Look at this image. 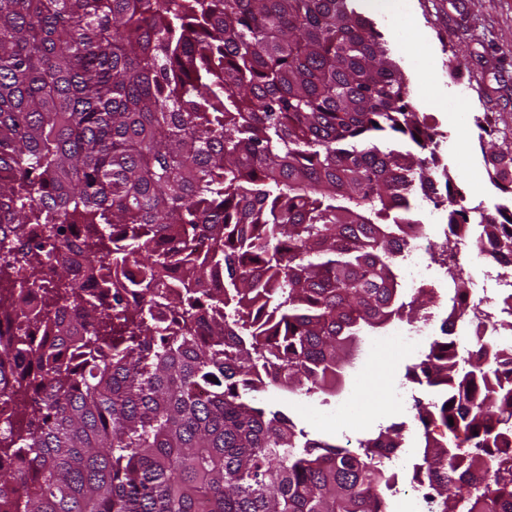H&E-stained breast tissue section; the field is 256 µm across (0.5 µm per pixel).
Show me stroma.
<instances>
[{
  "mask_svg": "<svg viewBox=\"0 0 512 512\" xmlns=\"http://www.w3.org/2000/svg\"><path fill=\"white\" fill-rule=\"evenodd\" d=\"M371 24L390 44L413 104L436 126L439 161L466 206L491 209L503 202L488 174L480 122L490 117L512 144V0H416L414 12L382 15ZM400 326L396 320L377 330L346 367L338 393L297 399L271 389L259 401L283 410L313 435L342 444L382 425L408 423L403 454L412 458L416 420L410 411L421 390L407 381L406 370L429 344L401 340Z\"/></svg>",
  "mask_w": 512,
  "mask_h": 512,
  "instance_id": "obj_1",
  "label": "stroma"
}]
</instances>
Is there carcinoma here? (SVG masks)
<instances>
[{"instance_id": "obj_1", "label": "carcinoma", "mask_w": 512, "mask_h": 512, "mask_svg": "<svg viewBox=\"0 0 512 512\" xmlns=\"http://www.w3.org/2000/svg\"><path fill=\"white\" fill-rule=\"evenodd\" d=\"M438 137L350 0H0V512H375L404 424L348 450L257 393L329 394L422 314L395 254L438 178L512 258V205L465 206ZM470 346L410 366L416 473L437 512H512V368Z\"/></svg>"}]
</instances>
